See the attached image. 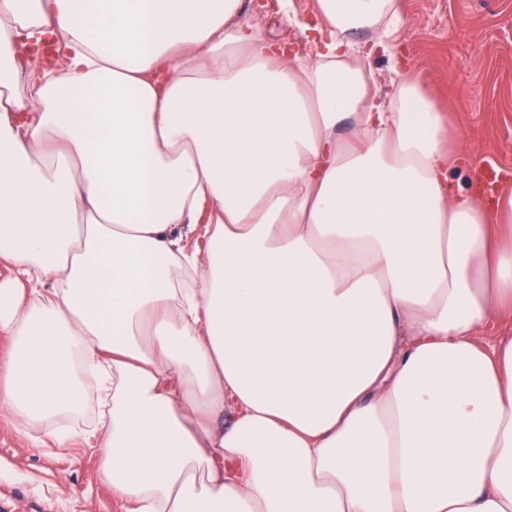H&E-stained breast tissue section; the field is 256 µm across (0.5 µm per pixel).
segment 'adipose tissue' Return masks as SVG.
Here are the masks:
<instances>
[{"label":"adipose tissue","mask_w":512,"mask_h":512,"mask_svg":"<svg viewBox=\"0 0 512 512\" xmlns=\"http://www.w3.org/2000/svg\"><path fill=\"white\" fill-rule=\"evenodd\" d=\"M317 9L303 58L244 0H0V410L63 446L96 388L122 512H512V195L372 93L399 0Z\"/></svg>","instance_id":"obj_1"}]
</instances>
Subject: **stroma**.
Returning a JSON list of instances; mask_svg holds the SVG:
<instances>
[{"mask_svg":"<svg viewBox=\"0 0 512 512\" xmlns=\"http://www.w3.org/2000/svg\"><path fill=\"white\" fill-rule=\"evenodd\" d=\"M297 21L253 16L273 39L314 54L303 29L315 0H294ZM396 35L407 65L466 148L460 181L488 167L512 171V0H400ZM102 451L73 439L57 447L50 428L19 433L0 411V512H121L99 479Z\"/></svg>","mask_w":512,"mask_h":512,"instance_id":"1","label":"stroma"}]
</instances>
